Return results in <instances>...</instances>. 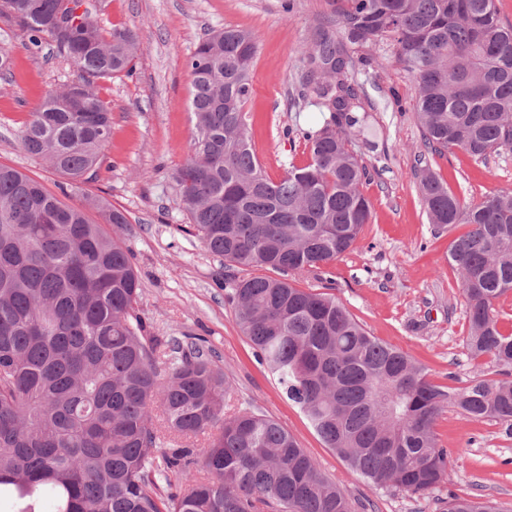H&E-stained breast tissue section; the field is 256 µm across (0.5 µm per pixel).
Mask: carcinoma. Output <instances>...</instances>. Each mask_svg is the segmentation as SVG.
<instances>
[{
    "mask_svg": "<svg viewBox=\"0 0 512 512\" xmlns=\"http://www.w3.org/2000/svg\"><path fill=\"white\" fill-rule=\"evenodd\" d=\"M61 0H0V17L47 35L77 79L30 113L21 148L79 186L93 181L112 112L95 81L132 73L139 37L90 11L55 23ZM338 30L315 28L307 87L329 113L305 133L310 162L272 181L253 152L244 105L254 35L226 28L187 61L193 127L176 170L179 200L203 247L226 269L237 326L324 445L376 490L427 495L448 475L434 424L447 404L512 435V335L494 302L512 293V189L466 206L423 169L422 199L451 243L466 303L468 358L503 378L433 383L405 352L371 335L336 296L297 286L341 258L371 221L368 167L348 148L377 138L350 81L351 45L388 40L413 78L425 146L485 159L512 148V26L496 0H336ZM86 205L125 224L119 210ZM129 249L85 205L0 164V508L42 512H353L342 488L276 420L231 414L230 380L204 346L154 336L138 307ZM207 446L172 448L176 439ZM441 512H500L451 497Z\"/></svg>",
    "mask_w": 512,
    "mask_h": 512,
    "instance_id": "obj_1",
    "label": "carcinoma"
}]
</instances>
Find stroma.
Masks as SVG:
<instances>
[{
    "instance_id": "obj_1",
    "label": "stroma",
    "mask_w": 512,
    "mask_h": 512,
    "mask_svg": "<svg viewBox=\"0 0 512 512\" xmlns=\"http://www.w3.org/2000/svg\"><path fill=\"white\" fill-rule=\"evenodd\" d=\"M105 27H127L141 40L132 76L97 83L112 110L95 181L66 190L65 176L31 157L20 132L48 90L75 79L49 38L31 41L16 23L0 18V49L13 67L0 78V164L37 180L64 202L90 195L122 211L125 225L107 230L127 246L140 278L139 307L151 333L199 338L232 383L231 407H251L279 422L337 482L354 512H437L448 494L490 499L512 512V436L499 424L466 419L446 407L435 425L450 453L447 480L430 494L372 489L326 448L301 410L281 393L236 325L224 284V264L189 230L176 194L174 171L190 152L191 77L186 66L199 41L227 27L257 37L251 94L245 106L253 150L272 180L302 166L309 152L301 132L326 116L306 92L304 57L314 28L337 21L334 0H89ZM351 82L376 125L375 147L353 140L371 171L362 191L372 222L357 245L330 268L336 297L366 330L406 352L438 385L463 387L474 378L496 380L491 359L469 360L466 304L448 248L465 225L435 233L418 188L421 169L443 179L466 204L512 188V150L484 160L456 149L439 155L424 144L413 114L412 77L392 56L389 42L354 46Z\"/></svg>"
}]
</instances>
